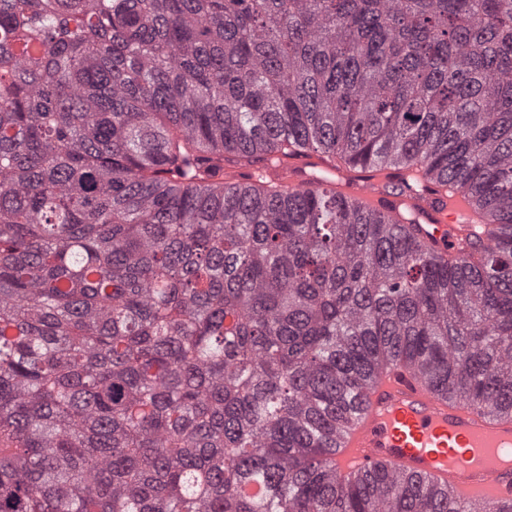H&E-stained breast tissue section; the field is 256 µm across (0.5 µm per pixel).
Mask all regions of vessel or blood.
<instances>
[{"instance_id": "b4317fda", "label": "vessel or blood", "mask_w": 512, "mask_h": 512, "mask_svg": "<svg viewBox=\"0 0 512 512\" xmlns=\"http://www.w3.org/2000/svg\"><path fill=\"white\" fill-rule=\"evenodd\" d=\"M308 164L302 158L268 174L293 188L308 187L314 183ZM336 176L337 192L367 209L378 206L393 181L387 169L361 179L344 170ZM389 199L394 212L423 217L426 233L443 252L455 250L458 237L476 226L472 197L459 188L439 195L411 190ZM334 459L343 476L385 465L450 489L475 512L488 505L512 512V414H488L440 394L399 361L376 371Z\"/></svg>"}]
</instances>
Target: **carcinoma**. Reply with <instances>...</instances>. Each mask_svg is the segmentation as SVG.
<instances>
[{
    "label": "carcinoma",
    "instance_id": "1",
    "mask_svg": "<svg viewBox=\"0 0 512 512\" xmlns=\"http://www.w3.org/2000/svg\"><path fill=\"white\" fill-rule=\"evenodd\" d=\"M310 153L488 234L224 177ZM394 360L512 410V0H0V512H466L336 472ZM393 206L392 214L400 215L401 210L412 211L423 217L429 224H423L424 230L433 238L441 252H452L457 238L484 224H476L477 216L473 200L469 193L460 188L448 187L445 193L432 195L426 191H405L389 196Z\"/></svg>",
    "mask_w": 512,
    "mask_h": 512
}]
</instances>
